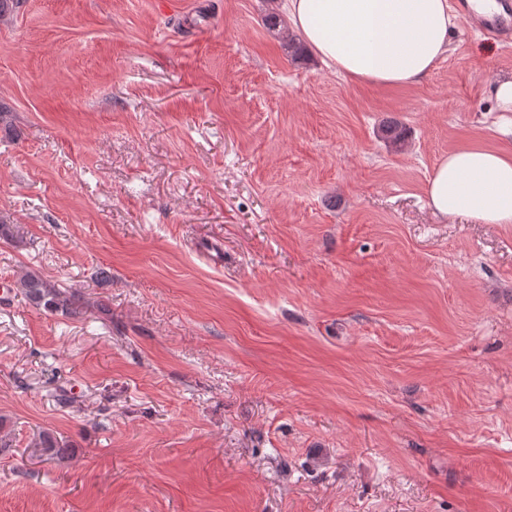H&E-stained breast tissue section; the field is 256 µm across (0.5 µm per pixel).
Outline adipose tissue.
I'll use <instances>...</instances> for the list:
<instances>
[{"instance_id":"ef3b65f1","label":"adipose tissue","mask_w":512,"mask_h":512,"mask_svg":"<svg viewBox=\"0 0 512 512\" xmlns=\"http://www.w3.org/2000/svg\"><path fill=\"white\" fill-rule=\"evenodd\" d=\"M290 32L329 70L353 82L419 81L448 50V0H279ZM442 217L512 224V151L466 145L439 162L427 187Z\"/></svg>"}]
</instances>
